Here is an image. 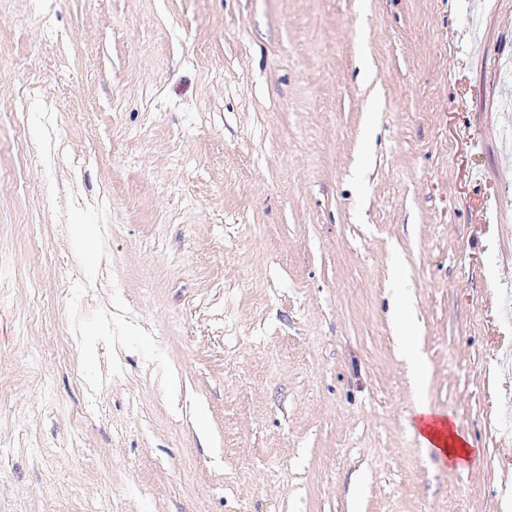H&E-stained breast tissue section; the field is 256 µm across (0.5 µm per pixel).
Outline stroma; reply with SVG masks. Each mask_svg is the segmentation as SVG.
Listing matches in <instances>:
<instances>
[{
    "label": "stroma",
    "instance_id": "stroma-1",
    "mask_svg": "<svg viewBox=\"0 0 512 512\" xmlns=\"http://www.w3.org/2000/svg\"><path fill=\"white\" fill-rule=\"evenodd\" d=\"M0 512H512V0H0ZM80 243L86 256L96 259L102 253L103 243L95 224H84L80 234ZM419 438L424 448L440 458L466 459L470 455L469 442L453 429L445 416L432 411L426 404H419L415 410Z\"/></svg>",
    "mask_w": 512,
    "mask_h": 512
}]
</instances>
